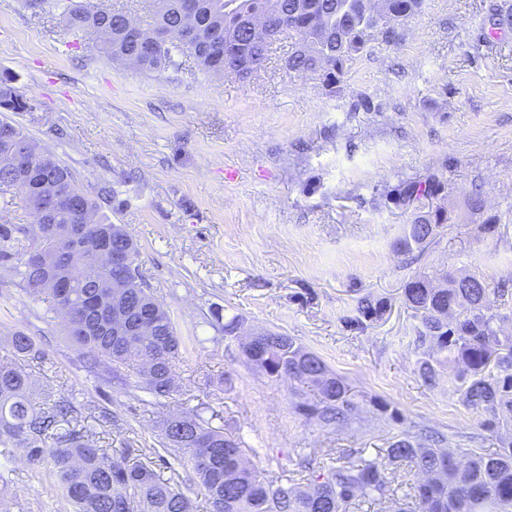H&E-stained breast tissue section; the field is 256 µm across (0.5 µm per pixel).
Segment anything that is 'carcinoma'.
Returning a JSON list of instances; mask_svg holds the SVG:
<instances>
[{"mask_svg": "<svg viewBox=\"0 0 512 512\" xmlns=\"http://www.w3.org/2000/svg\"><path fill=\"white\" fill-rule=\"evenodd\" d=\"M420 0H156L152 25L143 27L119 10H91L66 0V26L74 32L103 34L99 51L112 61L143 72L175 66L177 54L191 56L207 73L224 72V56L238 62L244 76L259 40L279 33L286 19L297 42L288 55V70L321 72L329 91L346 74L371 33L394 39L395 23L413 16ZM27 101L0 75V112H26ZM14 142L25 146L17 156L0 142V189L17 190L34 214L50 196L60 204L52 226L29 232L21 224H0V267L20 278L32 296H46L50 311L61 316L67 335L83 351L85 368L104 367L112 376L134 377L160 404L175 390V363L181 337L170 315L149 292L139 272V250L120 224L100 214L116 192L109 185L97 197L88 195L72 171L46 147L13 122ZM442 190L434 179L401 182L389 198L406 205L433 198ZM442 208L417 214L406 225L394 249H422L445 223ZM114 250H128L133 267H111ZM71 282L62 296L58 280ZM442 288L420 272L404 288L415 312L414 342L427 353H446L458 366L462 403L491 416L483 427L494 432L512 423V336L495 327L490 290L475 276L443 277ZM124 321L112 325V311ZM384 302L369 296L358 301L349 319L362 326L383 314ZM270 341L241 339L246 365L268 377L316 388L320 402L298 410L324 424L360 419L361 406L346 382L328 370L313 352L284 333L267 331ZM17 357L38 356L32 338L22 330L11 335ZM111 420L97 405L73 397L37 399L31 372L14 362L0 363V485L10 482L8 465L23 460L45 467L72 512H195L184 491L155 470L129 463L130 449L109 453L95 444V433L79 425L84 411ZM222 419L210 407L168 414L162 422L164 450L170 460L191 468L205 492L210 512H349L361 502L383 504L390 483L389 467L405 466L419 476L414 487L417 512H512V439L491 453L475 448L425 446L407 433L385 453L338 466L311 479L303 490L293 480L271 476L245 460L242 441L224 436Z\"/></svg>", "mask_w": 512, "mask_h": 512, "instance_id": "cac0c4a2", "label": "carcinoma"}]
</instances>
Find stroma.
<instances>
[{
	"label": "stroma",
	"instance_id": "1",
	"mask_svg": "<svg viewBox=\"0 0 512 512\" xmlns=\"http://www.w3.org/2000/svg\"><path fill=\"white\" fill-rule=\"evenodd\" d=\"M294 41L281 36L244 79L183 55L177 68L145 73L102 56L96 33L69 32L56 0L36 11L0 0V74L30 105L15 121L89 195L118 189L102 211L137 242L144 278L183 338L173 395L146 406L143 390L88 374L61 318L15 284L0 289V363L15 359L10 332L28 333L41 354L25 363L38 392L109 408L98 447L132 445L184 487L190 469L166 468L153 449L164 412L200 404L221 412L225 435L259 469L302 484L418 426L448 448L499 444L463 405L451 359L423 379L403 288L419 272L480 277L499 292L497 324L512 335V0H421L394 40L370 37L333 93L320 73L288 72ZM431 176L448 221L420 255L396 253L414 208L386 193ZM476 190L479 211L468 206ZM365 295L386 311L351 329L344 319ZM217 314L316 353L349 384L361 420L303 415L299 404L317 393L246 366L238 339L213 326ZM11 479L24 512H57L45 470L18 461Z\"/></svg>",
	"mask_w": 512,
	"mask_h": 512
}]
</instances>
